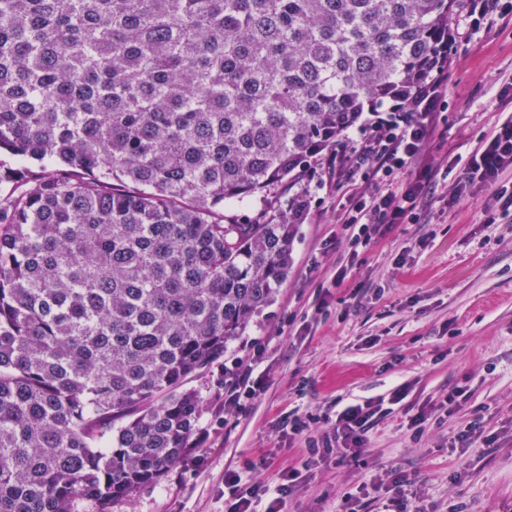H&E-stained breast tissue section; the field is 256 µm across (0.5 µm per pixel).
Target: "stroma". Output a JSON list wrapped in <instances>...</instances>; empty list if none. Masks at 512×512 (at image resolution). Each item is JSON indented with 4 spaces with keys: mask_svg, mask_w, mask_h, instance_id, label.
<instances>
[{
    "mask_svg": "<svg viewBox=\"0 0 512 512\" xmlns=\"http://www.w3.org/2000/svg\"><path fill=\"white\" fill-rule=\"evenodd\" d=\"M467 18L463 9L451 23L448 109L425 149L438 175L512 115V100L498 95L501 78L512 75V12L488 14L475 33ZM335 157L323 150L310 164L314 180L299 178L233 209L245 222L260 207L274 211L306 194L288 279L223 360L193 379L204 404L193 448L111 512H224L225 471L273 486L291 467L301 478L282 512H339L357 480L391 466L424 484L429 512H512V212L485 223L492 197L480 185L451 209L430 196L416 223L393 225L353 258L341 241L349 189L331 173ZM334 238L338 248L324 251ZM340 266L348 277L336 288L331 279ZM256 338L266 344L258 365L265 389L245 412L225 418L224 363L251 360ZM401 383L409 386V405L456 384L467 386L469 398L455 413L427 421L417 440L403 427L402 411L379 419L357 462L309 457L305 436L286 428L294 417L335 418L338 403L384 397ZM477 416L498 439L492 447L473 443L461 474L449 442Z\"/></svg>",
    "mask_w": 512,
    "mask_h": 512,
    "instance_id": "stroma-1",
    "label": "stroma"
}]
</instances>
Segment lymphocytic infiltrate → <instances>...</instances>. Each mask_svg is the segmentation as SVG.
<instances>
[{
  "label": "lymphocytic infiltrate",
  "instance_id": "obj_1",
  "mask_svg": "<svg viewBox=\"0 0 512 512\" xmlns=\"http://www.w3.org/2000/svg\"><path fill=\"white\" fill-rule=\"evenodd\" d=\"M446 105L441 75L417 90L413 98L391 100L386 107L374 109L364 126L347 130L346 152L336 157V180L349 186V206L341 222L352 231L351 249L367 247L379 235L396 224L414 221L420 199L433 194L435 184L424 159L438 112ZM372 177L374 185L359 187V179ZM490 188L502 211L512 210V116L498 121L468 156L464 173L443 199L448 206L464 200L471 184ZM230 386L224 394L228 415L242 412L243 402L257 398L264 390L262 378L252 368L232 364ZM402 388H395L390 399L365 400L338 411L334 422L316 435H308V423L294 420L291 430L306 435L310 455L335 454L337 462L358 459L367 450L370 431L379 418L403 399ZM299 469L284 471L276 486L244 482L241 473L224 474V490L229 497L227 512H254L265 503V512H281L280 507L297 485Z\"/></svg>",
  "mask_w": 512,
  "mask_h": 512
}]
</instances>
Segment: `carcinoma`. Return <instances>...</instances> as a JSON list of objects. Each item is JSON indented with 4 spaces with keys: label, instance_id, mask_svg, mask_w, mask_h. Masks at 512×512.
<instances>
[{
    "label": "carcinoma",
    "instance_id": "1",
    "mask_svg": "<svg viewBox=\"0 0 512 512\" xmlns=\"http://www.w3.org/2000/svg\"><path fill=\"white\" fill-rule=\"evenodd\" d=\"M459 0H0V512L158 481L286 281L302 173L445 68Z\"/></svg>",
    "mask_w": 512,
    "mask_h": 512
}]
</instances>
